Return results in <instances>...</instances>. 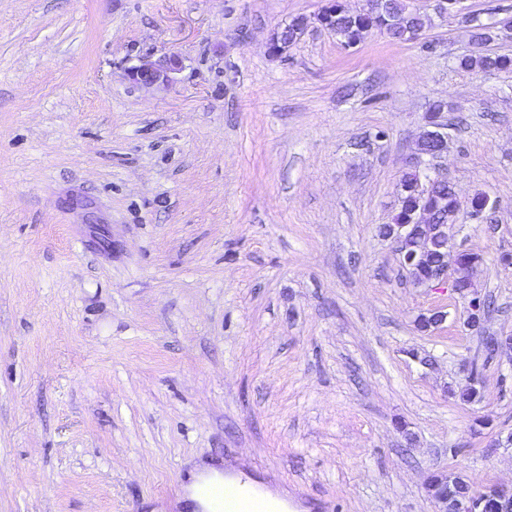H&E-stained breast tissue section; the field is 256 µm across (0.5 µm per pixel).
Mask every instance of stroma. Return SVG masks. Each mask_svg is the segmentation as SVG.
Returning <instances> with one entry per match:
<instances>
[{
	"instance_id": "1",
	"label": "stroma",
	"mask_w": 512,
	"mask_h": 512,
	"mask_svg": "<svg viewBox=\"0 0 512 512\" xmlns=\"http://www.w3.org/2000/svg\"><path fill=\"white\" fill-rule=\"evenodd\" d=\"M413 5L423 41L347 48L321 0H0V512H193L206 466L293 512H434L438 469L512 483V363L485 348L512 335V69L462 68L468 28ZM169 54L173 85L128 79ZM438 103L481 336L379 232ZM300 17H294L285 28L286 36L280 42L277 38L271 36L268 43L269 54L272 56H279L283 52L287 50L290 46L288 41H293L294 43L299 40V38L303 34L302 22L299 19Z\"/></svg>"
}]
</instances>
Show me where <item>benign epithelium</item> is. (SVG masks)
Segmentation results:
<instances>
[{
  "label": "benign epithelium",
  "instance_id": "benign-epithelium-1",
  "mask_svg": "<svg viewBox=\"0 0 512 512\" xmlns=\"http://www.w3.org/2000/svg\"><path fill=\"white\" fill-rule=\"evenodd\" d=\"M434 10L440 15L456 13L463 21L481 23L479 16L465 13L460 8L463 0H432ZM182 69V60L177 55H169L158 61L141 59L128 69V77L136 83L161 84L169 86L176 80V74ZM431 129L420 138L418 161L415 168L419 185V199L410 212L409 218L391 227L387 239L395 245L401 266L410 272L418 266L420 258L417 253L407 250L406 242L423 233V226L429 224L431 203L437 197V186L446 179L437 166L447 146V134L444 125L430 121ZM499 207L498 201L483 196L470 201L471 213L481 217L493 214ZM453 224H440V236L448 240V262L442 264L433 277L425 283L427 288L451 283L454 293H459L457 280H448V267L473 271L477 262L464 258L462 251L453 245ZM455 480L446 471H436L427 476L425 489L435 504L436 512H512V491L498 484H487L475 493H457L453 491Z\"/></svg>",
  "mask_w": 512,
  "mask_h": 512
}]
</instances>
